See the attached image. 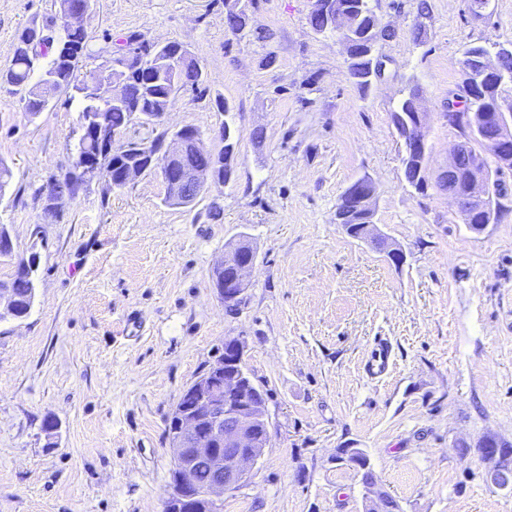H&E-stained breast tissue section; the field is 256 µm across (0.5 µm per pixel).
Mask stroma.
Returning <instances> with one entry per match:
<instances>
[{"label": "stroma", "mask_w": 512, "mask_h": 512, "mask_svg": "<svg viewBox=\"0 0 512 512\" xmlns=\"http://www.w3.org/2000/svg\"><path fill=\"white\" fill-rule=\"evenodd\" d=\"M311 5L258 0L240 38L224 0H93L92 50L134 33L178 41L208 79L206 92L179 93L164 122L133 119L118 143H166L184 126L207 140L226 122L235 131L233 179L191 208L164 203L155 169L120 189L93 180L46 219L36 192L71 165L79 105L59 98L34 118L0 89V159L12 171L0 224L14 244L0 280L40 255L30 314L0 321V512H162L167 422L234 337L266 393L271 440L223 512H363L340 448L366 450L402 512H512L476 450L487 437L512 445V205L475 232L439 182L461 138L446 112L463 49L512 40V0H491L481 17L468 0H372L393 35L365 90L340 38L311 28ZM57 11L58 0H0V68L18 31ZM412 86L421 192L404 180L392 120ZM218 93L230 114L217 112ZM360 178L374 186L385 248L336 222ZM242 238L257 263L230 312L212 274ZM378 336L394 363L373 380L364 362Z\"/></svg>", "instance_id": "stroma-1"}]
</instances>
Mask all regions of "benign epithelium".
Returning a JSON list of instances; mask_svg holds the SVG:
<instances>
[{
	"mask_svg": "<svg viewBox=\"0 0 512 512\" xmlns=\"http://www.w3.org/2000/svg\"><path fill=\"white\" fill-rule=\"evenodd\" d=\"M91 10V0H67L63 20L67 26L85 31ZM311 11L328 14L332 32L343 38L345 46H351V24L332 0H312ZM508 57H512L511 41L500 44L493 54L486 49L466 54L462 69L471 91L483 89L487 78L501 73ZM100 58V83L94 88V94L119 101L123 96L120 71L137 61L136 53L125 49L117 53L105 51ZM446 115L448 125L460 129L462 136L440 181L464 222L479 231L492 222L483 206L491 172L482 161L489 154L502 168L512 166V120L505 111L488 118L479 112H459L451 102ZM396 116L394 127L403 142V163L406 164L414 149L425 145L421 131L423 113L398 112ZM117 136V131L103 125L92 131L96 143L108 151L115 147ZM165 155L168 166L162 173L163 182L173 201L182 207L193 206L200 189L228 183L233 177L232 156H224L222 150L214 152L199 132L188 138L183 130H177ZM64 195L65 179L51 181L44 190L47 213L54 214L61 208ZM373 198L374 187L369 180L353 182L346 190L349 213L337 217L338 223L347 229L352 214L361 213L364 225L359 239L363 241L377 239L372 221ZM255 262L253 251L245 257L233 249L224 254L217 270L226 277L213 282L224 306H235L244 297L246 278ZM191 393L195 397L194 405H178L173 411L169 440L175 460L164 512H196L201 500L208 503L211 512H222L224 494L248 481L271 438L265 394L246 373L240 340L225 341L224 354L191 384ZM338 454L341 461L359 472L370 469L369 458L358 457L354 448L340 450ZM482 458L493 463L488 471L491 483L502 491L512 492V451L488 448ZM201 462L212 473L211 481L205 486L196 478V468ZM362 484L363 512H386L391 495L374 478Z\"/></svg>",
	"mask_w": 512,
	"mask_h": 512,
	"instance_id": "obj_1",
	"label": "benign epithelium"
}]
</instances>
